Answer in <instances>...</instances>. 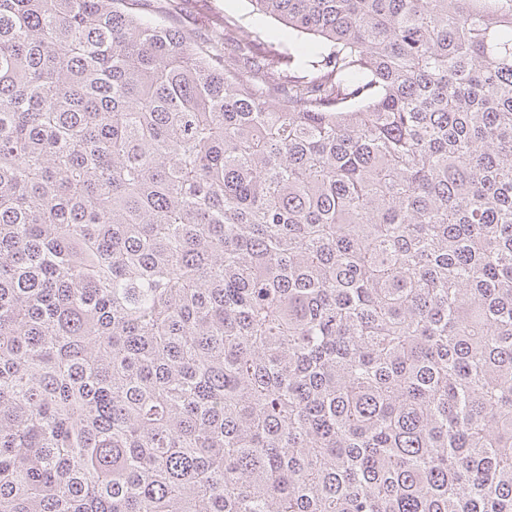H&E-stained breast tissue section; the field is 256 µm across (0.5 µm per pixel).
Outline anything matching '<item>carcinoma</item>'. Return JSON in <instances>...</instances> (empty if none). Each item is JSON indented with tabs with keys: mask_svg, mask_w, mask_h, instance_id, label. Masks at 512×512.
Here are the masks:
<instances>
[{
	"mask_svg": "<svg viewBox=\"0 0 512 512\" xmlns=\"http://www.w3.org/2000/svg\"><path fill=\"white\" fill-rule=\"evenodd\" d=\"M252 2L0 0V512H512V0ZM137 12L148 17H173L181 28L198 40L214 35L215 22H224V9L236 18H245L253 10L249 0H139Z\"/></svg>",
	"mask_w": 512,
	"mask_h": 512,
	"instance_id": "carcinoma-1",
	"label": "carcinoma"
}]
</instances>
